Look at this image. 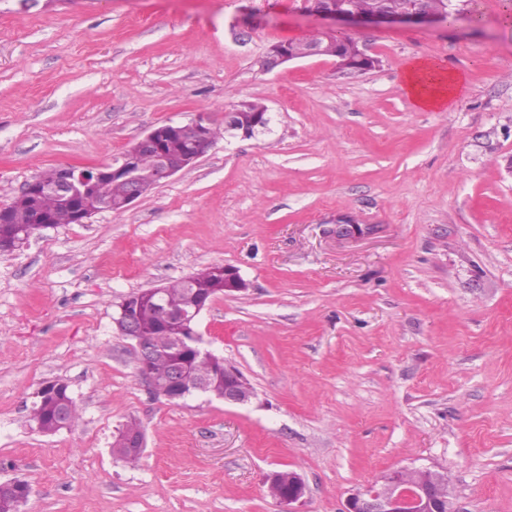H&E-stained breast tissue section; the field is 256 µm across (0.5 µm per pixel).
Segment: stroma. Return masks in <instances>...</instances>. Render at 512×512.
Returning a JSON list of instances; mask_svg holds the SVG:
<instances>
[{
    "label": "stroma",
    "instance_id": "stroma-1",
    "mask_svg": "<svg viewBox=\"0 0 512 512\" xmlns=\"http://www.w3.org/2000/svg\"><path fill=\"white\" fill-rule=\"evenodd\" d=\"M459 8L481 25L352 30L380 64L341 74L259 68L324 28L306 0H0V205L170 121L220 127L248 98L271 117L126 212L0 255V481L29 483L26 512H343L420 464L461 512H512V0ZM417 58L465 75L451 109L414 108ZM210 265L247 284L198 320L247 406L155 396L113 323L131 292ZM55 379L81 417L46 435L30 409ZM132 418L134 467L111 448ZM274 470L302 477L299 502L268 496Z\"/></svg>",
    "mask_w": 512,
    "mask_h": 512
}]
</instances>
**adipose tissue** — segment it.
<instances>
[{"label": "adipose tissue", "mask_w": 512, "mask_h": 512, "mask_svg": "<svg viewBox=\"0 0 512 512\" xmlns=\"http://www.w3.org/2000/svg\"><path fill=\"white\" fill-rule=\"evenodd\" d=\"M402 88L416 109L445 111L461 97L465 79L431 59L413 60L401 75Z\"/></svg>", "instance_id": "adipose-tissue-1"}]
</instances>
